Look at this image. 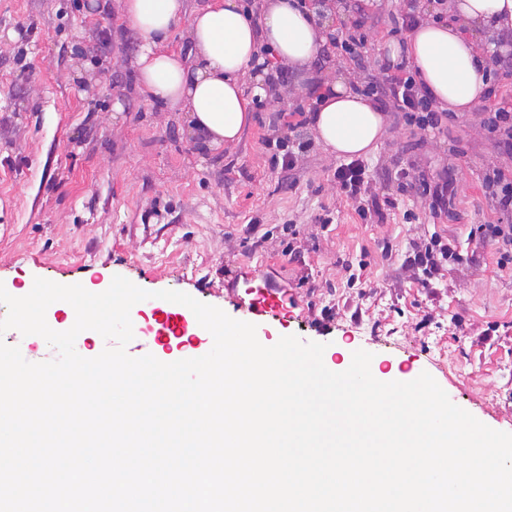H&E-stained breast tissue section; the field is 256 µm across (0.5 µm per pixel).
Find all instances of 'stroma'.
Returning <instances> with one entry per match:
<instances>
[{
  "mask_svg": "<svg viewBox=\"0 0 512 512\" xmlns=\"http://www.w3.org/2000/svg\"><path fill=\"white\" fill-rule=\"evenodd\" d=\"M87 0H0V283L101 284L120 275L174 290L234 319L247 270L288 292V315L259 341L295 335L373 353L382 372H428L451 401L512 433V268L477 224L512 222L482 190L502 158L476 116L432 133L400 119L365 162L370 195L346 198L340 160L314 148L299 168L275 166L262 139L272 114L256 105L240 141L203 149L184 113L166 112L136 87L141 38L117 8ZM113 94L102 93V82ZM455 168L454 210L433 216L397 173ZM378 206L383 220L361 219ZM327 212L329 225L315 215ZM455 238L470 262L427 280L406 264L432 234Z\"/></svg>",
  "mask_w": 512,
  "mask_h": 512,
  "instance_id": "1",
  "label": "stroma"
}]
</instances>
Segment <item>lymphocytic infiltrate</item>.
<instances>
[{
    "label": "lymphocytic infiltrate",
    "instance_id": "lymphocytic-infiltrate-1",
    "mask_svg": "<svg viewBox=\"0 0 512 512\" xmlns=\"http://www.w3.org/2000/svg\"><path fill=\"white\" fill-rule=\"evenodd\" d=\"M375 2L343 0L345 11L353 18L352 30L344 38L329 37L321 49V60L343 58L350 61L357 73L356 90L372 97L382 111L399 115L407 124L418 126L424 131L441 130L450 117L449 112L436 109L427 86L416 82L414 72L407 63L397 64L395 73L382 75L372 73L365 67L364 60L372 50L365 31L376 18L373 10ZM490 60L494 80L485 95L489 109L481 113L480 123L491 134L495 147L512 155V109L504 107L501 91L502 80L512 77V52L492 53ZM272 122L286 126L289 134L276 139L266 137L262 143L264 147H273L281 152L283 168L295 169L313 147L312 140L302 133L309 120L305 117L296 121L289 120L286 109L281 108L273 113ZM400 176L406 179L408 187L416 195L428 201L432 211L448 210L456 197L457 178L454 168H446L435 181L429 180L422 172L412 176L404 170ZM462 260L463 256L454 241L435 233L424 247L414 249L409 263L431 279L440 275L448 264Z\"/></svg>",
    "mask_w": 512,
    "mask_h": 512
}]
</instances>
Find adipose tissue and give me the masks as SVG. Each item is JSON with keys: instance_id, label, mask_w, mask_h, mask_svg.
Wrapping results in <instances>:
<instances>
[{"instance_id": "1", "label": "adipose tissue", "mask_w": 512, "mask_h": 512, "mask_svg": "<svg viewBox=\"0 0 512 512\" xmlns=\"http://www.w3.org/2000/svg\"><path fill=\"white\" fill-rule=\"evenodd\" d=\"M142 35L134 66L140 93L169 112L185 113L211 148L239 141L265 95V57L308 78L331 29L332 9L300 0H265L253 17L242 0H206L189 12L184 0H120ZM448 21L422 22L405 42H392V62L408 59L439 106L456 115L483 98L487 57L463 33L484 29L512 38V0H448ZM187 54L171 49L175 34ZM318 143L337 157L365 156L385 135V116L343 77L326 74L312 108Z\"/></svg>"}]
</instances>
